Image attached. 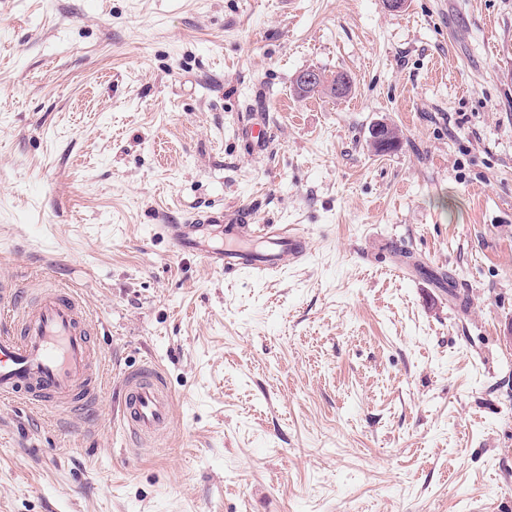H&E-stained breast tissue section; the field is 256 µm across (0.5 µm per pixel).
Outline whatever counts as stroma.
Here are the masks:
<instances>
[{"mask_svg": "<svg viewBox=\"0 0 512 512\" xmlns=\"http://www.w3.org/2000/svg\"><path fill=\"white\" fill-rule=\"evenodd\" d=\"M306 69L353 90L298 97ZM211 210L306 254L176 250ZM43 274L109 378L0 403V512H512V0H0V283ZM147 363L174 423L136 456ZM226 225L224 235L231 238L241 237L239 222L236 219H226L224 211H213L203 218L190 221V224L168 225L169 239L172 245L180 251L192 252L199 255L207 264L224 272H237L244 268L256 272H266L278 269L285 256L299 260L305 254V238L299 231L284 228L279 231L266 232L258 236L260 248L254 245L234 242L224 250H210L203 247L196 238L201 226ZM121 387L119 421L124 435L136 437L142 448L154 446L173 426L174 394L165 375L147 364L125 374Z\"/></svg>", "mask_w": 512, "mask_h": 512, "instance_id": "stroma-1", "label": "stroma"}]
</instances>
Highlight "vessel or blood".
Listing matches in <instances>:
<instances>
[{
    "label": "vessel or blood",
    "mask_w": 512,
    "mask_h": 512,
    "mask_svg": "<svg viewBox=\"0 0 512 512\" xmlns=\"http://www.w3.org/2000/svg\"><path fill=\"white\" fill-rule=\"evenodd\" d=\"M223 226L233 240L222 250L203 247L196 233L203 225ZM172 245L199 255L227 272L278 269L283 259H301L305 238L282 229L260 235L259 245L239 242L236 219L213 211L187 224L168 227ZM93 321L79 290L67 285L0 290V401L24 402L59 412L96 405L105 389L108 368L92 342ZM120 424L141 446H153L173 426L174 394L154 365L125 374L121 381Z\"/></svg>",
    "instance_id": "obj_1"
}]
</instances>
